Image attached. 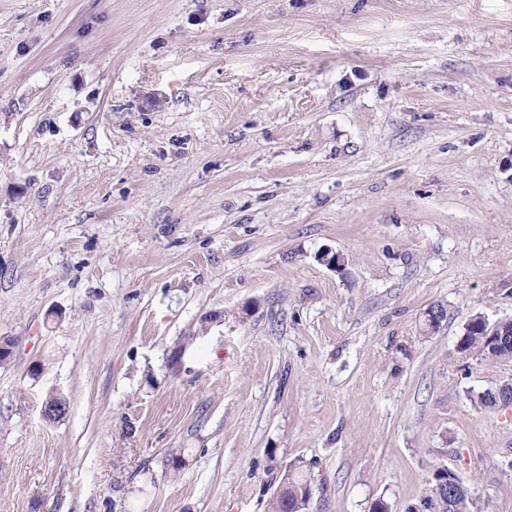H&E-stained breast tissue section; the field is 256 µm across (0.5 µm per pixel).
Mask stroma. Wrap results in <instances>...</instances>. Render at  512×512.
Listing matches in <instances>:
<instances>
[{
    "instance_id": "obj_1",
    "label": "stroma",
    "mask_w": 512,
    "mask_h": 512,
    "mask_svg": "<svg viewBox=\"0 0 512 512\" xmlns=\"http://www.w3.org/2000/svg\"><path fill=\"white\" fill-rule=\"evenodd\" d=\"M477 314L512 0H0V512H269L291 470L407 512L442 465L512 512Z\"/></svg>"
}]
</instances>
